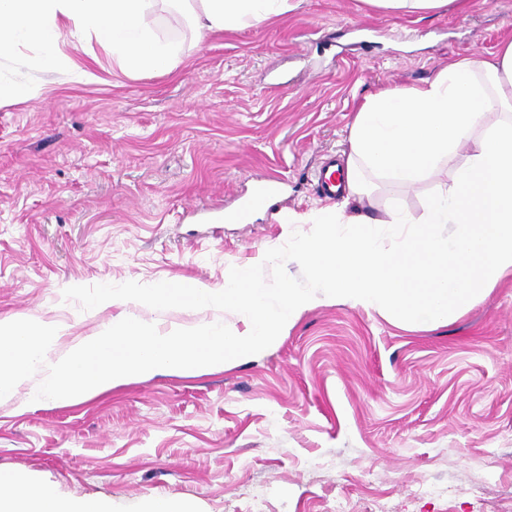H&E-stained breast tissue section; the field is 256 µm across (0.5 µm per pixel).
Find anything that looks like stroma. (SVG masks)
<instances>
[{"label": "stroma", "instance_id": "obj_1", "mask_svg": "<svg viewBox=\"0 0 512 512\" xmlns=\"http://www.w3.org/2000/svg\"><path fill=\"white\" fill-rule=\"evenodd\" d=\"M157 34L182 53L166 73L123 74L87 42L65 54L99 76L0 55V84L39 88L0 107V319L88 335L119 306L192 279L220 289L254 265L269 287L311 285L287 258L336 205L318 185L344 163L365 98L432 80L448 63L512 40V0H455L422 17L364 0H298L287 14L197 39L177 12ZM449 168L415 184L377 179L376 210L420 215ZM281 177L264 214L228 219ZM159 330L243 312L140 302ZM0 401V471L65 498L146 512H512V275L448 322L417 328L348 303L306 310L263 354L200 374L128 380L69 403Z\"/></svg>", "mask_w": 512, "mask_h": 512}]
</instances>
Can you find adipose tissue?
Masks as SVG:
<instances>
[{
  "label": "adipose tissue",
  "instance_id": "1",
  "mask_svg": "<svg viewBox=\"0 0 512 512\" xmlns=\"http://www.w3.org/2000/svg\"><path fill=\"white\" fill-rule=\"evenodd\" d=\"M184 6L198 34L236 30L288 13L291 0H0V54L20 44L38 49L37 66L53 72L68 65L64 34L95 39L127 74L168 71L177 48L154 32L158 11ZM494 112H512V41L489 59L449 64L426 85L390 88L365 99L350 127V151L341 168L345 198L369 199L364 169L414 184L442 163L450 180L424 202L421 216L396 207L381 215L351 217L333 209L307 216L316 234L293 252L312 280L310 289L260 285L242 266L214 290L193 282L163 283L151 302L199 309L221 302L244 312L247 334L210 323L159 332L132 310L137 293L110 324L75 337L55 355L70 327L42 322L27 326L0 319V399L10 396L36 371V401L71 402L102 393L133 376L199 373L223 368L269 348L279 332L320 302H350L431 325L470 307L512 273V127L492 125ZM469 146L462 164L453 159ZM407 226L402 243L385 250L375 224ZM452 233H444L445 225ZM0 512H112L102 501H73L50 486L34 488L0 474Z\"/></svg>",
  "mask_w": 512,
  "mask_h": 512
}]
</instances>
